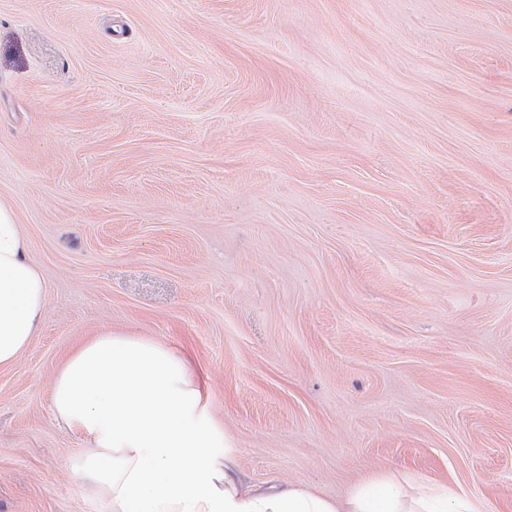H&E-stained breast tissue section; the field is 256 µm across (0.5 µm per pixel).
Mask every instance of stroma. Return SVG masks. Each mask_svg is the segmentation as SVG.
I'll use <instances>...</instances> for the list:
<instances>
[{"mask_svg": "<svg viewBox=\"0 0 512 512\" xmlns=\"http://www.w3.org/2000/svg\"><path fill=\"white\" fill-rule=\"evenodd\" d=\"M0 198L48 285L0 512H110L51 409L106 330L250 483L512 512V0H0Z\"/></svg>", "mask_w": 512, "mask_h": 512, "instance_id": "obj_1", "label": "stroma"}]
</instances>
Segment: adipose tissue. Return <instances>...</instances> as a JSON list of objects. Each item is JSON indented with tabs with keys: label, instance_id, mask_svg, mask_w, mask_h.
I'll use <instances>...</instances> for the list:
<instances>
[{
	"label": "adipose tissue",
	"instance_id": "ef3b65f1",
	"mask_svg": "<svg viewBox=\"0 0 512 512\" xmlns=\"http://www.w3.org/2000/svg\"><path fill=\"white\" fill-rule=\"evenodd\" d=\"M9 201L0 199V366L29 347L46 315L47 282ZM55 416L78 435L76 467L112 512H487L443 483L383 473L340 500L288 485L242 483L212 453L214 429L186 360L162 343L103 331L78 347L51 389Z\"/></svg>",
	"mask_w": 512,
	"mask_h": 512
}]
</instances>
